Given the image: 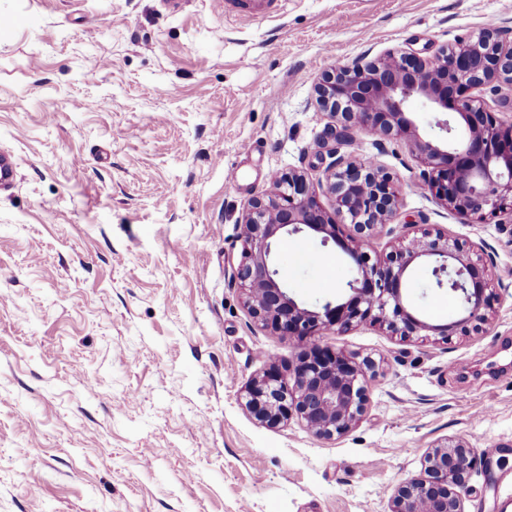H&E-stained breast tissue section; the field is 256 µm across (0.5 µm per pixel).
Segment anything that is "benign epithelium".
<instances>
[{
	"instance_id": "1",
	"label": "benign epithelium",
	"mask_w": 512,
	"mask_h": 512,
	"mask_svg": "<svg viewBox=\"0 0 512 512\" xmlns=\"http://www.w3.org/2000/svg\"><path fill=\"white\" fill-rule=\"evenodd\" d=\"M497 27L422 58L390 53L377 62L355 59L324 75L317 86L319 105L333 124L335 146L318 179L334 199L326 209L302 171L275 176L270 190L253 198L240 224L249 248L236 272L251 316L272 334L299 346L291 382L270 366L246 388L245 407L259 422L276 427L296 417L319 439H336L361 419L369 403L370 359L359 361L344 349L322 347L312 338L342 335L361 325L380 324L403 338L432 332L448 337L481 329L488 321L490 295L485 268L458 239L422 233L383 257L371 255L368 240L399 215L401 201L392 179L374 163L339 154L337 145L366 132L378 141L403 139L431 177L429 190L447 209L465 219L512 212V120L487 111L470 94L494 81L512 83V43L504 45ZM420 99L434 114L440 136L423 138L411 117L410 102ZM465 135H455L457 124ZM354 225L345 238L340 225ZM310 233L337 245L349 258L352 277L347 293L318 310L303 307L277 280L271 255L275 242ZM433 264L438 285L448 278L458 295L457 317L433 325L405 302V281L418 261ZM477 458L462 440L431 448L423 474L401 483L390 512H465L464 496Z\"/></svg>"
}]
</instances>
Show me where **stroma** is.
Here are the masks:
<instances>
[{"label":"stroma","mask_w":512,"mask_h":512,"mask_svg":"<svg viewBox=\"0 0 512 512\" xmlns=\"http://www.w3.org/2000/svg\"><path fill=\"white\" fill-rule=\"evenodd\" d=\"M2 16L0 150L18 175L0 190V512H389L427 450L457 438L483 463L466 512H512V215L445 209L407 142L342 146L402 200L371 251L447 232L483 260L494 301L472 336H320L376 364L365 414L333 440L245 409L296 346L235 280L268 173L320 176L322 76L512 30V0H287L248 27L213 0H0ZM274 262L312 310L352 275L317 236L281 240ZM405 296L430 323L456 316L428 262Z\"/></svg>","instance_id":"1"}]
</instances>
